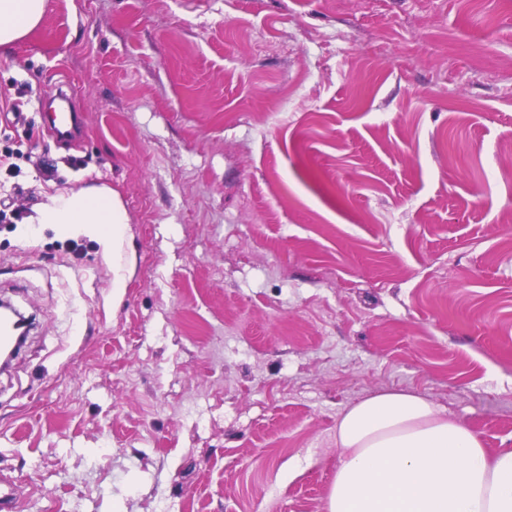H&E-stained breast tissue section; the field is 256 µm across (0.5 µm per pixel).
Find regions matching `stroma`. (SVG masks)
Masks as SVG:
<instances>
[{
    "mask_svg": "<svg viewBox=\"0 0 512 512\" xmlns=\"http://www.w3.org/2000/svg\"><path fill=\"white\" fill-rule=\"evenodd\" d=\"M1 97L14 512H326L389 389L512 448V0H48ZM93 185L120 254L36 221ZM52 102L58 101L64 105L63 112L48 113L49 128L60 139L73 142L78 138L82 128V116L75 107L72 98L65 92H59L52 97Z\"/></svg>",
    "mask_w": 512,
    "mask_h": 512,
    "instance_id": "obj_1",
    "label": "stroma"
}]
</instances>
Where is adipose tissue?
<instances>
[{"instance_id": "1", "label": "adipose tissue", "mask_w": 512, "mask_h": 512, "mask_svg": "<svg viewBox=\"0 0 512 512\" xmlns=\"http://www.w3.org/2000/svg\"><path fill=\"white\" fill-rule=\"evenodd\" d=\"M46 0H0V51L43 20ZM43 224H83L120 251L128 219L118 194L81 188L43 206ZM341 462L326 512H512V448L489 454L428 398L385 390L340 415Z\"/></svg>"}]
</instances>
